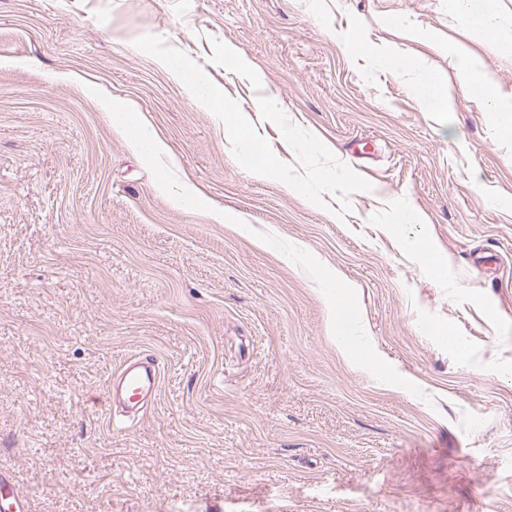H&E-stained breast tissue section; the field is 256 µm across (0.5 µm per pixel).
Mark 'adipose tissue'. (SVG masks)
Segmentation results:
<instances>
[{"label":"adipose tissue","mask_w":512,"mask_h":512,"mask_svg":"<svg viewBox=\"0 0 512 512\" xmlns=\"http://www.w3.org/2000/svg\"><path fill=\"white\" fill-rule=\"evenodd\" d=\"M458 70L463 76L462 86L474 92L492 112L502 138L512 140V88L503 87L495 75L481 64L478 57L464 46L451 49Z\"/></svg>","instance_id":"ef3b65f1"}]
</instances>
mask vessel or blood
I'll return each instance as SVG.
<instances>
[{
  "mask_svg": "<svg viewBox=\"0 0 512 512\" xmlns=\"http://www.w3.org/2000/svg\"><path fill=\"white\" fill-rule=\"evenodd\" d=\"M159 364L154 357L144 356L130 359L122 369L110 379L107 400H121L128 412L139 410L152 404L159 387ZM0 512H28L24 497L15 493L10 478L0 472Z\"/></svg>",
  "mask_w": 512,
  "mask_h": 512,
  "instance_id": "obj_1",
  "label": "vessel or blood"
}]
</instances>
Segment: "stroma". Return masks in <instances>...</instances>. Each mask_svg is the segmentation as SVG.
Here are the masks:
<instances>
[{
	"instance_id": "stroma-1",
	"label": "stroma",
	"mask_w": 512,
	"mask_h": 512,
	"mask_svg": "<svg viewBox=\"0 0 512 512\" xmlns=\"http://www.w3.org/2000/svg\"><path fill=\"white\" fill-rule=\"evenodd\" d=\"M143 35L279 160L262 95L372 190L342 221L255 177ZM453 45L512 87V51L448 0H0V472L29 512H512V140L460 89ZM386 52L456 88L452 111ZM401 207L445 271L402 250ZM340 282L359 368L330 338ZM141 353L155 402L108 415Z\"/></svg>"
}]
</instances>
